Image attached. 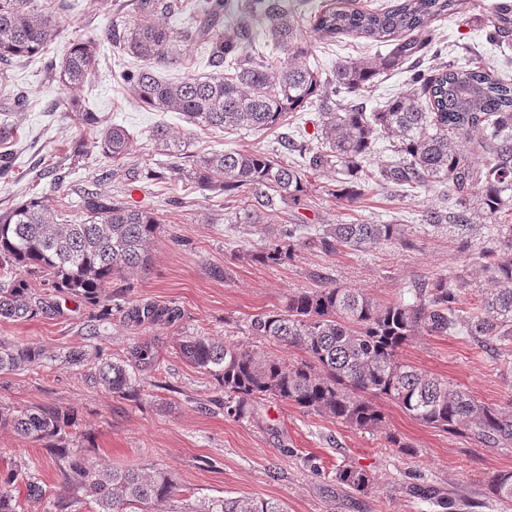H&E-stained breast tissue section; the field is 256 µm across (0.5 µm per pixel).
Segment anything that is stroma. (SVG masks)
<instances>
[{
	"instance_id": "stroma-1",
	"label": "stroma",
	"mask_w": 512,
	"mask_h": 512,
	"mask_svg": "<svg viewBox=\"0 0 512 512\" xmlns=\"http://www.w3.org/2000/svg\"><path fill=\"white\" fill-rule=\"evenodd\" d=\"M496 2L467 0L461 13L432 21L431 46L406 67L379 77L363 99L367 110L383 108L407 91L411 70L430 72L445 62L485 66L512 78V42L498 45L486 38ZM66 3L59 38L36 56L13 63L7 82H0V125H12L14 153L11 175L0 179V211L47 192L54 206L68 209L77 219L80 196L93 189L129 207L158 213L162 225L147 269L113 277L109 291L118 303L179 308L181 320L172 327H134L115 318L100 322L98 335L88 336L84 325L96 309L73 298L48 315L0 321L1 342L24 344L44 354L37 369L0 374V413L51 405L70 411L75 421L69 436L56 443H32L0 426V472L28 465L46 490L42 500L33 501L24 486H17L14 494L23 512H49L61 487L54 461L60 449L91 468L169 471L182 497L194 500L247 496L281 503L288 512H442L437 502L449 496L456 499L458 512H503L489 498L486 484L494 474L512 471V448L481 447L431 428L384 400L379 407L385 432L409 443L412 453L387 447L384 432L358 431L271 398L255 403L248 418H229L217 381L190 366L178 348L185 338L204 335L294 361L297 349L250 335L248 324L256 314L282 309L288 293L316 287L322 277L381 305L407 297L415 282L460 277L466 283L463 301L472 305L488 285L478 256L494 245L493 224L421 223L425 206L438 201L433 190L402 192L375 185L357 209L313 196L299 212L306 223L393 222L401 225L404 239L330 255L302 246L292 261L265 265L257 257L260 238L274 236L280 217L270 216L262 226L234 223L223 196L195 189L172 169L171 157L154 150L150 135L160 124L187 134L192 157L224 148L274 152L281 134L315 133L320 105L311 104L266 131L199 128L178 113L136 103L112 78L134 59L117 54L105 41L78 97L87 110L126 127L132 147L118 162L94 152L80 166L69 167L71 149L90 133L75 121L66 91L47 81L45 64L60 55L68 40L100 33L128 0ZM388 51L371 39L343 35L310 40L307 61L329 79L343 59H374ZM19 94L26 99L22 112L16 109ZM147 168L163 170V178L144 179ZM55 171L65 176L56 190L50 187ZM143 343L151 346L155 361L137 367L139 389L133 395L119 396L82 382L65 359L78 346L91 364L123 360L130 347ZM400 356L479 401L512 403V353L502 355L445 335L413 337ZM345 465L365 470L371 489L357 493L337 482L336 470Z\"/></svg>"
}]
</instances>
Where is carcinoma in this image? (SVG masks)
<instances>
[{
    "mask_svg": "<svg viewBox=\"0 0 512 512\" xmlns=\"http://www.w3.org/2000/svg\"><path fill=\"white\" fill-rule=\"evenodd\" d=\"M465 0H398L376 10L332 6L308 16L286 0H198L188 25L174 30L159 22L177 16L181 0H133L132 13L115 16L102 36L72 40L64 53L49 61L46 77L69 92L78 91L95 68L98 47L106 41L140 62L117 73L118 82L141 105L177 112L197 127L253 130L278 126L290 112L317 100L322 104L315 138L288 136L284 153L221 150L179 169L202 191L238 197L239 222L260 224L285 208H298L304 198L323 193L355 207L363 199V182L374 178L396 187L448 188L452 207L429 205L421 222L431 226L472 224L476 218H499L512 211V83L497 79L487 67L446 65L434 74L416 71V90L391 100L384 108L366 111L361 103L330 107L339 90L360 96L375 79L403 66L423 43L413 33L430 22L451 16ZM489 39L512 38V4L499 3ZM264 34L285 57L268 59L251 50ZM61 34L56 13L33 0H0V80L22 58L42 52ZM310 34L330 41L356 34L394 47L375 60L356 58L336 65L332 79L298 59ZM209 48L203 77L186 76L170 82L159 77V66L173 60L184 44ZM83 127L95 132L91 147L114 161L129 154L132 137L122 125L83 109L70 98ZM390 139L391 155L375 172L364 161L379 138ZM158 150L181 158L186 140L165 125L152 132ZM333 169L341 175L337 188L317 186L312 175ZM83 216L74 220L34 195L0 213V319L22 321L57 309L31 292L35 277L53 292L84 299L98 307L94 318L119 315L131 326L173 325L179 309L156 304L112 302L107 291L112 276L144 269L160 230L158 216L90 190L82 197ZM498 245L481 255L482 268L495 288L480 305L462 307L464 284L439 276L415 284L410 297L381 305L364 294L332 283L288 294L280 311L254 316V336L294 347L300 358L286 362L262 350L220 343L197 336L179 344L187 362L220 381L224 414L243 419L252 403L265 397L291 402L359 431H378L384 417L378 401L398 406L413 419L484 448L512 447V413L475 400L468 392L431 376L399 357L412 336L462 334L499 351L512 344V224H500ZM399 225L360 220L317 228L294 215L280 224L278 237L264 244L259 259L284 264L296 247L309 245L325 254L341 248L362 251L400 239ZM42 351L0 343V374L39 366ZM89 376L114 394L138 390L139 383L124 360L102 361ZM0 423L29 441L63 438L74 425L70 414L54 406L26 407ZM66 490L53 501L54 512H76L85 498L94 512H145L150 503L178 496L166 472L98 470L79 457L55 458ZM336 479L364 493L368 474L356 467L336 470ZM25 485L27 497L40 500L42 485L28 472L14 468L0 473V512H19L13 487ZM488 495L512 506V471L499 472L487 483ZM177 512H284L268 500L250 497L186 501Z\"/></svg>",
    "mask_w": 512,
    "mask_h": 512,
    "instance_id": "carcinoma-1",
    "label": "carcinoma"
}]
</instances>
